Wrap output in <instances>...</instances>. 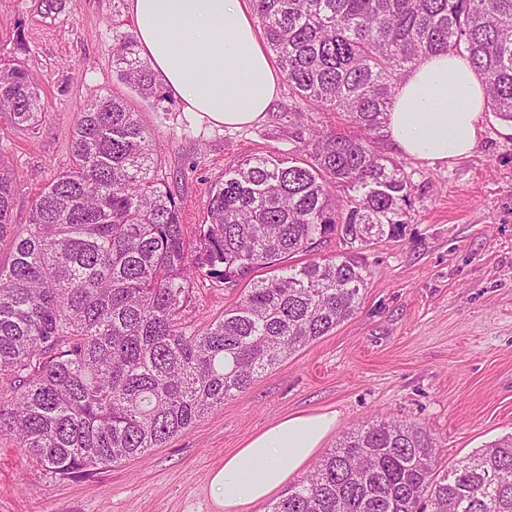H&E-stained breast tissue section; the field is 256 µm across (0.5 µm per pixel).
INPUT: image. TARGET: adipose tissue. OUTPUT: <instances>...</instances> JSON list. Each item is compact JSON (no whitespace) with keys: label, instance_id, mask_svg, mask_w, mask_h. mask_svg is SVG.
I'll return each mask as SVG.
<instances>
[{"label":"adipose tissue","instance_id":"ef3b65f1","mask_svg":"<svg viewBox=\"0 0 512 512\" xmlns=\"http://www.w3.org/2000/svg\"><path fill=\"white\" fill-rule=\"evenodd\" d=\"M136 37L166 90L186 111L242 127L262 118L278 94L279 74L256 32L250 0H129ZM486 89L468 59L440 52L403 79L389 133L404 154L444 161L471 152ZM335 412L296 414L268 425L212 470L224 512H248L303 471L335 428Z\"/></svg>","mask_w":512,"mask_h":512}]
</instances>
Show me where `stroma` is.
<instances>
[{
  "label": "stroma",
  "mask_w": 512,
  "mask_h": 512,
  "mask_svg": "<svg viewBox=\"0 0 512 512\" xmlns=\"http://www.w3.org/2000/svg\"><path fill=\"white\" fill-rule=\"evenodd\" d=\"M134 24L128 0H0V61L28 70L44 107L33 128L0 114L14 228L28 224L35 199L67 165L80 108L104 96L123 98L159 146L157 175L190 230L204 220L211 186L241 159L306 160L313 131H352L285 84L263 119L241 128L200 120L169 94L142 98L112 67L114 32ZM480 125L475 148L445 161L409 157L381 134L377 147L401 166L411 196L401 236L361 254L371 280L354 316L164 447L85 477L54 478L0 435V512H224L211 471L296 413L336 412L322 456L375 418L427 430L448 466L511 434L512 135L491 112ZM242 292L201 281L182 317L194 327L213 322Z\"/></svg>",
  "instance_id": "1"
}]
</instances>
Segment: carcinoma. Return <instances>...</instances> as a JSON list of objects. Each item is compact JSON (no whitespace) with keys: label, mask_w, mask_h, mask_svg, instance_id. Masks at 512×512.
Listing matches in <instances>:
<instances>
[{"label":"carcinoma","mask_w":512,"mask_h":512,"mask_svg":"<svg viewBox=\"0 0 512 512\" xmlns=\"http://www.w3.org/2000/svg\"><path fill=\"white\" fill-rule=\"evenodd\" d=\"M264 39L302 101L339 112L359 136L315 131L311 161L254 156L211 187L187 240L159 154L121 98L81 108L71 164L11 224L12 175L0 165V435L60 479L138 458L191 428L255 377L359 309L361 250L400 235L410 183L375 143L404 72L465 46L487 109L512 121V0H253ZM132 33L112 64L158 97ZM0 112L42 117L19 65L0 64ZM351 191L344 200L333 187ZM339 238L332 259L282 266ZM224 317L190 330L181 312L201 280L235 286ZM268 512H512V435L446 468L435 439L404 421L347 432Z\"/></svg>","instance_id":"obj_1"}]
</instances>
